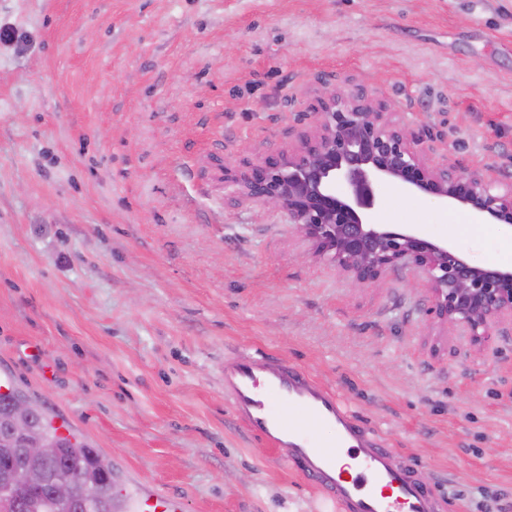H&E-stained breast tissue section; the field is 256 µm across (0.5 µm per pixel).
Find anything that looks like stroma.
<instances>
[{
	"mask_svg": "<svg viewBox=\"0 0 512 512\" xmlns=\"http://www.w3.org/2000/svg\"><path fill=\"white\" fill-rule=\"evenodd\" d=\"M0 373L180 512H320L237 421L224 355L288 357L448 512H512V319L471 341L406 271L357 285L225 170L317 131L327 87L512 181V0H0ZM498 266L468 213L377 190Z\"/></svg>",
	"mask_w": 512,
	"mask_h": 512,
	"instance_id": "obj_1",
	"label": "stroma"
}]
</instances>
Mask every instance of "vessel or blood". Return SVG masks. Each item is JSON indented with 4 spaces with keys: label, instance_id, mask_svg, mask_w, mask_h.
Segmentation results:
<instances>
[{
    "label": "vessel or blood",
    "instance_id": "b4317fda",
    "mask_svg": "<svg viewBox=\"0 0 512 512\" xmlns=\"http://www.w3.org/2000/svg\"><path fill=\"white\" fill-rule=\"evenodd\" d=\"M224 395L249 432L274 448L336 512H446L416 467L396 461L308 373L272 354L224 358ZM127 512H177L160 489L125 497Z\"/></svg>",
    "mask_w": 512,
    "mask_h": 512
}]
</instances>
